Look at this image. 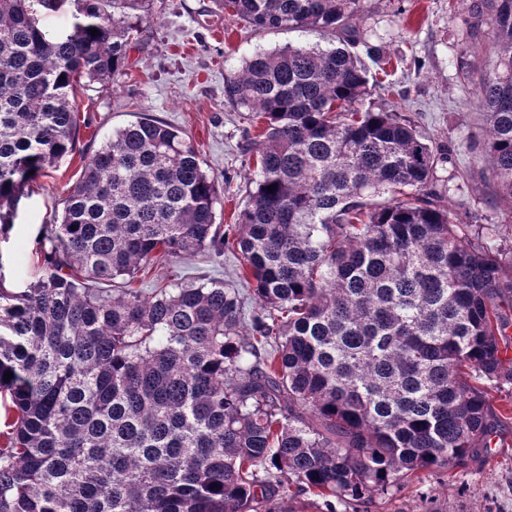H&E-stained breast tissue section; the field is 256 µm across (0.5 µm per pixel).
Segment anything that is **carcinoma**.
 Wrapping results in <instances>:
<instances>
[{"label": "carcinoma", "mask_w": 512, "mask_h": 512, "mask_svg": "<svg viewBox=\"0 0 512 512\" xmlns=\"http://www.w3.org/2000/svg\"><path fill=\"white\" fill-rule=\"evenodd\" d=\"M72 2L49 37L39 15L67 0H0L1 239L75 150L76 88L120 73L149 16L150 0ZM214 3L354 41L362 0ZM489 25L473 104L512 207V0ZM371 93L343 45L260 51L226 81L262 123L232 241L189 135L144 112L95 151L44 225L37 280L0 287V512H271L292 486L335 512L490 447L509 419L487 393L512 386V245L455 222L440 153ZM228 247L252 308L229 283L101 287Z\"/></svg>", "instance_id": "cac0c4a2"}]
</instances>
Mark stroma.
<instances>
[{
    "label": "stroma",
    "mask_w": 512,
    "mask_h": 512,
    "mask_svg": "<svg viewBox=\"0 0 512 512\" xmlns=\"http://www.w3.org/2000/svg\"><path fill=\"white\" fill-rule=\"evenodd\" d=\"M354 50L373 78L370 100L396 111L442 153L436 189L458 222L495 224L512 232V210L496 199L481 148L485 121L472 103L475 83L494 57L488 26L473 27L471 0H363ZM139 43L113 84L78 99L75 151L57 162L22 198L15 224L0 242V287L20 292L36 279L41 225L60 216L68 189L112 133L146 112L186 132L204 168L219 179L216 221L234 228L251 188L255 166L240 146L259 133L248 112L224 98V81L245 58L284 46L324 47L329 34L299 28L255 30L224 14L213 0H151ZM471 72L463 81L459 68ZM239 261L232 252L187 254L157 266L138 280L141 288L187 281L233 282ZM354 512H512V425L486 457L452 471L425 473L386 493L353 503Z\"/></svg>",
    "instance_id": "obj_1"
}]
</instances>
